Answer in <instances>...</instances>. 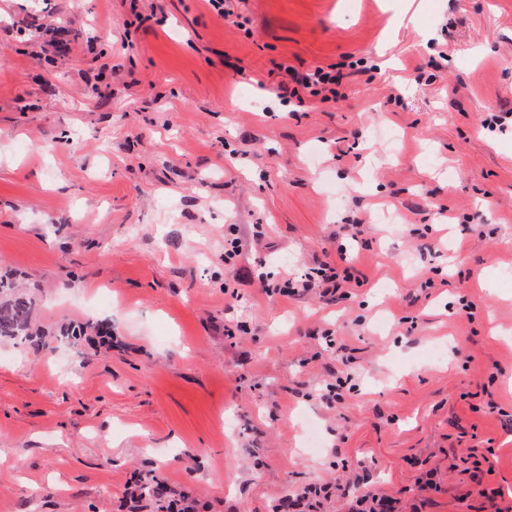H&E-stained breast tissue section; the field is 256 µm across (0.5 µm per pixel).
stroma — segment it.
<instances>
[{"label":"stroma","instance_id":"35a3bbf8","mask_svg":"<svg viewBox=\"0 0 512 512\" xmlns=\"http://www.w3.org/2000/svg\"><path fill=\"white\" fill-rule=\"evenodd\" d=\"M129 3L0 0V272L94 328L0 343V512H161L152 470L195 512H512V0H140L125 50ZM341 246L345 298L278 293ZM344 77L340 71L332 73L331 71H325L321 67H316L302 75L294 73L293 81L304 89L309 90L308 93L312 96H319L323 92L330 93L331 97L326 94L322 97V100L327 101L331 98L336 99L338 95L336 86L341 84Z\"/></svg>","mask_w":512,"mask_h":512}]
</instances>
